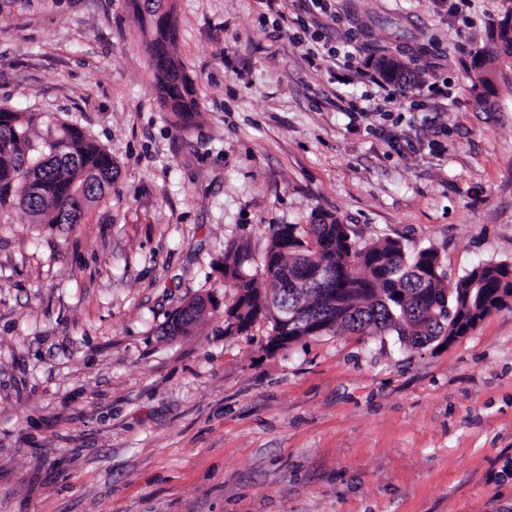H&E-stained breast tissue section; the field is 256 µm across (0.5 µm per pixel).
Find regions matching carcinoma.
Listing matches in <instances>:
<instances>
[{
    "instance_id": "1",
    "label": "carcinoma",
    "mask_w": 512,
    "mask_h": 512,
    "mask_svg": "<svg viewBox=\"0 0 512 512\" xmlns=\"http://www.w3.org/2000/svg\"><path fill=\"white\" fill-rule=\"evenodd\" d=\"M151 36V68L156 101L180 128L200 124L197 88L174 52L177 22L161 25L167 0H131ZM495 53L512 58V30H495ZM485 57L472 58L470 91L484 100L490 80ZM112 154L75 124L45 112L0 108V211L20 207L38 224H80L89 208L112 187ZM247 246L224 253V335H242L264 321L270 336H297L280 325L268 307L288 305L328 324L327 334L391 335L411 347L443 336L463 335L460 320L485 319L491 310L512 308V265H479L454 281L442 268L439 252H407L387 239L359 247L348 225L332 214H316L307 225L274 224L262 277L244 268ZM359 265L363 274L353 267ZM201 314L183 308L165 331L185 333Z\"/></svg>"
}]
</instances>
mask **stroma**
I'll list each match as a JSON object with an SVG mask.
<instances>
[{
	"instance_id": "obj_1",
	"label": "stroma",
	"mask_w": 512,
	"mask_h": 512,
	"mask_svg": "<svg viewBox=\"0 0 512 512\" xmlns=\"http://www.w3.org/2000/svg\"><path fill=\"white\" fill-rule=\"evenodd\" d=\"M506 7L176 0L202 114L185 131L128 0H0V107L82 127L118 167L84 223L0 213V512H512V310L448 347L224 333L225 251L248 243L262 274L271 225L319 212L361 245L435 247L453 279L512 264ZM385 52L421 81L360 115ZM198 295L215 306L163 335ZM500 26L507 28H498L494 31L493 25V35L495 33L496 41H495V53L500 56V50H502V54L505 57L512 58V30L508 28H512V12H505L503 18L500 20ZM481 62V64H479ZM485 66V57L483 54H476L472 58L471 69L475 72V77L471 78V86L470 91L473 94V97L477 103H480L484 100L487 92L489 91L490 80L486 75ZM184 306L181 307L177 313L167 321L165 331L170 334L185 333L191 330L195 324L200 320L204 314L198 312H188Z\"/></svg>"
}]
</instances>
